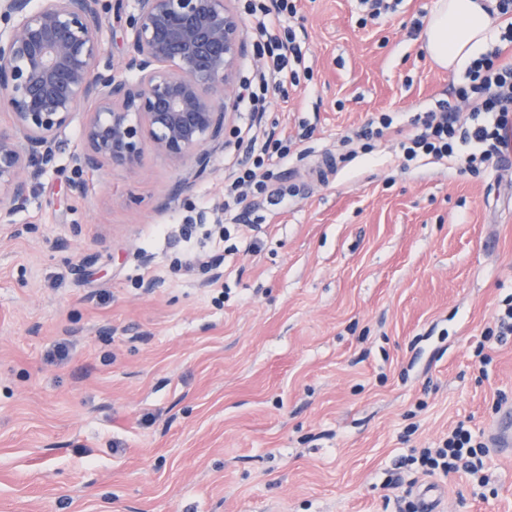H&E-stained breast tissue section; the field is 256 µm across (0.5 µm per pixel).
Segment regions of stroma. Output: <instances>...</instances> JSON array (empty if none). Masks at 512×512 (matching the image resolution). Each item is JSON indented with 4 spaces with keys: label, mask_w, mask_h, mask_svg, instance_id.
Instances as JSON below:
<instances>
[{
    "label": "stroma",
    "mask_w": 512,
    "mask_h": 512,
    "mask_svg": "<svg viewBox=\"0 0 512 512\" xmlns=\"http://www.w3.org/2000/svg\"><path fill=\"white\" fill-rule=\"evenodd\" d=\"M436 0H300L306 71L267 121L297 139L229 245L210 225L224 157L161 206L190 162L145 151L70 192L83 114L25 209L0 212V512H512V455L486 483L404 460L457 422L489 435L512 408V161L403 164V132L464 72L420 46ZM136 0H112L104 62L130 54ZM195 246L204 267L181 265ZM66 342V357L54 355Z\"/></svg>",
    "instance_id": "stroma-1"
}]
</instances>
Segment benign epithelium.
Segmentation results:
<instances>
[{"label": "benign epithelium", "mask_w": 512, "mask_h": 512, "mask_svg": "<svg viewBox=\"0 0 512 512\" xmlns=\"http://www.w3.org/2000/svg\"><path fill=\"white\" fill-rule=\"evenodd\" d=\"M102 0H0V208L24 209L32 188L56 164L57 134L89 104L83 150L73 156L72 189L104 164L134 167L144 145L193 162L173 197L204 174L210 150L238 96L241 20L232 0H137L131 55L122 70L100 67Z\"/></svg>", "instance_id": "7a95c632"}]
</instances>
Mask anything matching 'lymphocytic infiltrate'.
I'll return each mask as SVG.
<instances>
[{
	"mask_svg": "<svg viewBox=\"0 0 512 512\" xmlns=\"http://www.w3.org/2000/svg\"><path fill=\"white\" fill-rule=\"evenodd\" d=\"M253 39L255 56L263 67L245 80L237 98V110L247 117L231 135L245 151L229 159V177L224 186V212L230 223L237 224L246 215L242 204L246 190L266 196L273 205L285 203L286 195L272 189L270 182L276 168L292 152L293 141L263 130L261 118L267 96L275 92L287 95L299 82L297 67L303 61L301 47L290 24L297 14L296 0H245L243 6ZM498 15L508 22L498 43L490 46L466 70V84L455 87L453 101H440L437 108L414 120L413 133L401 134L393 116L384 113L371 118L357 131L364 140L398 137L405 161L421 156L437 160L456 157L465 170L478 172L501 159L512 148L506 131L512 126V0H496ZM470 105L475 123L458 125L456 101ZM488 454L481 441L465 422H458L442 444L421 449L416 461L427 473L449 474L459 470L478 476Z\"/></svg>",
	"mask_w": 512,
	"mask_h": 512,
	"instance_id": "f902f5d3",
	"label": "lymphocytic infiltrate"
}]
</instances>
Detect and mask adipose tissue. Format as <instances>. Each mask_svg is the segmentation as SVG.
I'll return each instance as SVG.
<instances>
[{
	"label": "adipose tissue",
	"mask_w": 512,
	"mask_h": 512,
	"mask_svg": "<svg viewBox=\"0 0 512 512\" xmlns=\"http://www.w3.org/2000/svg\"><path fill=\"white\" fill-rule=\"evenodd\" d=\"M494 6V0H437L421 35L424 49L441 67H468L493 38Z\"/></svg>",
	"instance_id": "1"
}]
</instances>
